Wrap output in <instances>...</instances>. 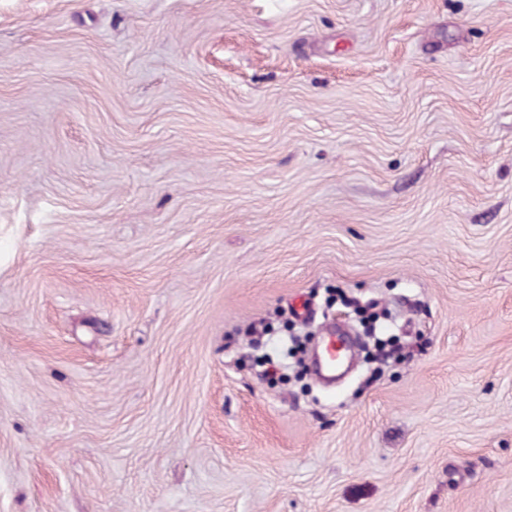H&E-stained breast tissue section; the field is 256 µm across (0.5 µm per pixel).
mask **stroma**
Returning a JSON list of instances; mask_svg holds the SVG:
<instances>
[{
  "label": "stroma",
  "mask_w": 512,
  "mask_h": 512,
  "mask_svg": "<svg viewBox=\"0 0 512 512\" xmlns=\"http://www.w3.org/2000/svg\"><path fill=\"white\" fill-rule=\"evenodd\" d=\"M0 512H512V0H0ZM327 335L325 336L326 351L320 354L319 364L313 369V375L322 382L330 383L335 381L336 364L342 358L337 351H345V358L353 359L359 352V343L356 337L348 336L347 340L342 342L340 349L336 350L335 344L341 342V339L336 338V332L331 328L327 329Z\"/></svg>",
  "instance_id": "obj_1"
}]
</instances>
